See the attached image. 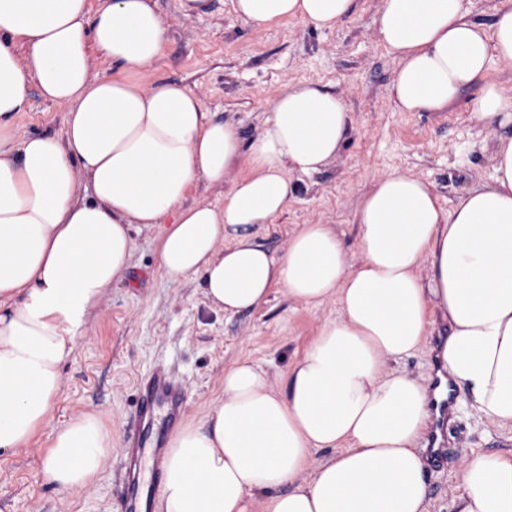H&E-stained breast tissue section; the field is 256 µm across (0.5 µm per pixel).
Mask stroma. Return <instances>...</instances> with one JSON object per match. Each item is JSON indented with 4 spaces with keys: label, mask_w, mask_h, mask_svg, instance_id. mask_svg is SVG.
Returning a JSON list of instances; mask_svg holds the SVG:
<instances>
[{
    "label": "stroma",
    "mask_w": 512,
    "mask_h": 512,
    "mask_svg": "<svg viewBox=\"0 0 512 512\" xmlns=\"http://www.w3.org/2000/svg\"><path fill=\"white\" fill-rule=\"evenodd\" d=\"M380 3L355 0L350 16L319 30L294 18L253 26L235 15L232 0H213L210 12L199 16L184 15L179 0H157L167 40L143 86L182 84L213 120L235 123L246 143L262 132L273 102L302 82L320 84L350 114L336 160L317 172L290 173L293 195L286 209L257 229L274 257L287 252L296 225L332 224L349 263H357L358 201L391 171L433 185L447 211L467 191L493 182V147L512 136V124L478 119V82L444 109L397 110L388 95L395 62L377 32ZM66 110L31 91L27 110L15 120V138L63 136ZM155 237L151 229L135 231L129 274L79 331L47 421L21 447L0 451V512H117L125 491L121 440L133 423L142 378L167 366L187 389L186 422L198 423L224 391L225 368L249 361L266 373L272 389L284 390L289 368L340 314L336 299L313 306L279 285L259 308L224 313L207 298L202 279H174L160 268ZM83 415L100 419L112 446L90 482L63 491L44 479L40 464L57 432ZM448 441L445 458L425 466L428 512H456L459 474L473 456L512 459V428L479 414L463 391Z\"/></svg>",
    "instance_id": "1"
}]
</instances>
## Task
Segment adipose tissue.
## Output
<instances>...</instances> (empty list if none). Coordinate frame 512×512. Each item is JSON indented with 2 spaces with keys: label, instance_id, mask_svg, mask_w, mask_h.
<instances>
[{
  "label": "adipose tissue",
  "instance_id": "adipose-tissue-1",
  "mask_svg": "<svg viewBox=\"0 0 512 512\" xmlns=\"http://www.w3.org/2000/svg\"><path fill=\"white\" fill-rule=\"evenodd\" d=\"M466 2L382 0L378 32L397 62L390 93L401 111L443 109L482 81L492 57L512 59V0L489 30ZM233 5L256 26L298 18L318 29L353 10V0ZM166 33L156 0H0V450L46 420L78 330L131 266L134 230L156 226L164 272L203 276L226 313L259 307L277 283L296 300L341 307L289 369L284 392L251 363L225 369L224 395L204 422L168 441L160 512H253L267 490L269 512H428L417 445L430 389L394 363L447 323L441 365L480 414L512 426V136L494 146L492 185L449 211L424 182L379 178L356 214V268L331 224L300 225L276 259L256 226L287 206L290 173L335 159L350 115L336 95L301 83L243 143L184 86L139 82ZM101 62L116 75H96ZM34 87L67 105L63 137L14 139ZM243 156L250 174L232 177ZM200 180L225 186L222 207L185 205ZM111 445L97 417H78L57 433L42 474L63 491L82 487ZM314 448L331 452L315 468ZM459 487L457 512H512V460L472 457Z\"/></svg>",
  "mask_w": 512,
  "mask_h": 512
}]
</instances>
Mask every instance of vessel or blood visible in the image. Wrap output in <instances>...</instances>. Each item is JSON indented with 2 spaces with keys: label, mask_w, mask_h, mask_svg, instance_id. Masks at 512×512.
Returning a JSON list of instances; mask_svg holds the SVG:
<instances>
[{
  "label": "vessel or blood",
  "mask_w": 512,
  "mask_h": 512,
  "mask_svg": "<svg viewBox=\"0 0 512 512\" xmlns=\"http://www.w3.org/2000/svg\"><path fill=\"white\" fill-rule=\"evenodd\" d=\"M432 387L436 391L432 410L437 423L430 432L428 445L436 458L447 447L443 425L452 403L447 373L434 375ZM187 409L185 386L165 369H155L139 383L137 426L125 434L122 444L130 491L120 505V512H152L153 499L164 482L167 432L183 419Z\"/></svg>",
  "instance_id": "b4317fda"
}]
</instances>
